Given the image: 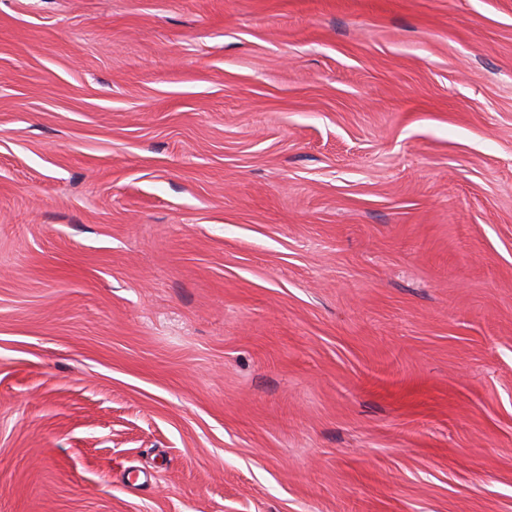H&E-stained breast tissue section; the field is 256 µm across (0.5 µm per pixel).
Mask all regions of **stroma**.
Wrapping results in <instances>:
<instances>
[{"label": "stroma", "instance_id": "stroma-1", "mask_svg": "<svg viewBox=\"0 0 512 512\" xmlns=\"http://www.w3.org/2000/svg\"><path fill=\"white\" fill-rule=\"evenodd\" d=\"M0 512H512V0H0Z\"/></svg>", "mask_w": 512, "mask_h": 512}]
</instances>
